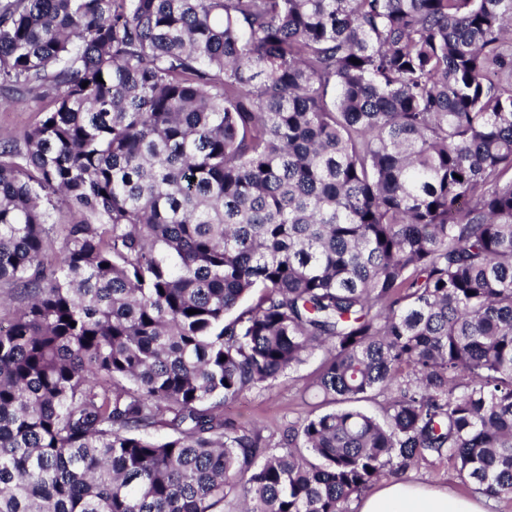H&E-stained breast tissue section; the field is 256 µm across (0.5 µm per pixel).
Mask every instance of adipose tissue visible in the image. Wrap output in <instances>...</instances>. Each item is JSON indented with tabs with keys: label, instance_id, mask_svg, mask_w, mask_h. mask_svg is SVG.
<instances>
[{
	"label": "adipose tissue",
	"instance_id": "adipose-tissue-1",
	"mask_svg": "<svg viewBox=\"0 0 512 512\" xmlns=\"http://www.w3.org/2000/svg\"><path fill=\"white\" fill-rule=\"evenodd\" d=\"M360 512H485L480 499L409 482H391L361 503Z\"/></svg>",
	"mask_w": 512,
	"mask_h": 512
}]
</instances>
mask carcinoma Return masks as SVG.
Here are the masks:
<instances>
[{
	"label": "carcinoma",
	"mask_w": 512,
	"mask_h": 512,
	"mask_svg": "<svg viewBox=\"0 0 512 512\" xmlns=\"http://www.w3.org/2000/svg\"><path fill=\"white\" fill-rule=\"evenodd\" d=\"M2 93L0 512L512 495V0H0ZM317 352L335 408L224 416ZM35 103L21 104L15 106L4 105L0 109V132L20 133L31 124L37 117L36 112H32ZM393 481L437 484L461 494L482 497L487 512H512V498L494 499L476 492L446 458L433 459L431 464H421L405 472L387 473L353 499L350 506L353 512H486L478 498L461 496L448 489ZM386 482L391 483L382 487ZM365 496L359 511V502Z\"/></svg>",
	"instance_id": "obj_1"
}]
</instances>
